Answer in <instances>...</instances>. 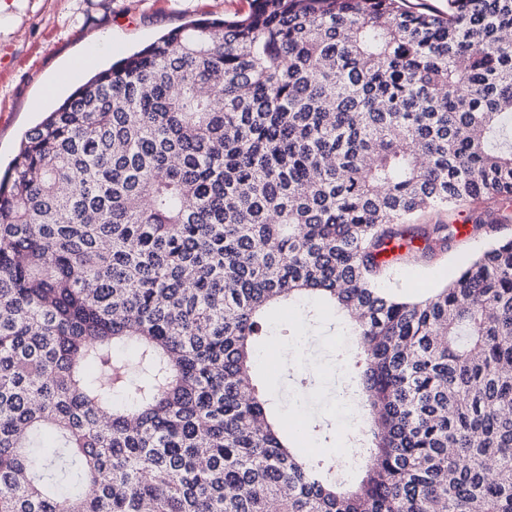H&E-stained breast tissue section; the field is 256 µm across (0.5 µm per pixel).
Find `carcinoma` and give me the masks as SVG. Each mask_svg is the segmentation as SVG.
Wrapping results in <instances>:
<instances>
[{
	"label": "carcinoma",
	"instance_id": "1",
	"mask_svg": "<svg viewBox=\"0 0 512 512\" xmlns=\"http://www.w3.org/2000/svg\"><path fill=\"white\" fill-rule=\"evenodd\" d=\"M95 73L0 175V512H512V0H252ZM356 312L360 480L252 372L271 306ZM458 240L448 251L437 252L430 258L410 259L395 264L384 278V287L409 296L431 292L448 280L449 271H456L492 243L484 235L471 238L460 236Z\"/></svg>",
	"mask_w": 512,
	"mask_h": 512
}]
</instances>
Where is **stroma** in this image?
I'll return each mask as SVG.
<instances>
[{
	"instance_id": "stroma-1",
	"label": "stroma",
	"mask_w": 512,
	"mask_h": 512,
	"mask_svg": "<svg viewBox=\"0 0 512 512\" xmlns=\"http://www.w3.org/2000/svg\"><path fill=\"white\" fill-rule=\"evenodd\" d=\"M250 8V0H0V164L10 161L25 132L55 107L44 90L63 67H71L69 85L75 88L189 20L244 15ZM106 34L111 49L94 51L97 38ZM490 243L485 236L460 237L449 250L395 264L383 285L401 295L431 292ZM296 311L287 321L272 310L271 324L287 325L288 332L263 337L258 347L268 351L277 341L290 352L255 368V379L278 414L302 420L307 431L302 455L328 457L346 448L336 405L342 390L354 385L337 364L344 319L322 303Z\"/></svg>"
}]
</instances>
